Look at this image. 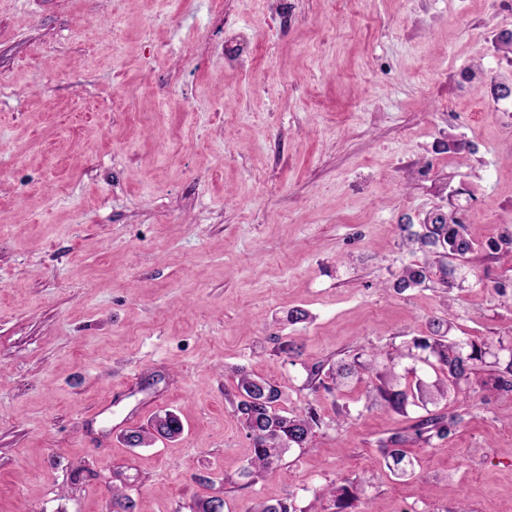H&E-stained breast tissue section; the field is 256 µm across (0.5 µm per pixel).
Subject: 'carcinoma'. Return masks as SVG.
Instances as JSON below:
<instances>
[{
	"instance_id": "cac0c4a2",
	"label": "carcinoma",
	"mask_w": 512,
	"mask_h": 512,
	"mask_svg": "<svg viewBox=\"0 0 512 512\" xmlns=\"http://www.w3.org/2000/svg\"><path fill=\"white\" fill-rule=\"evenodd\" d=\"M400 229L405 233L406 247L411 250L418 248L428 256L422 263H410L402 268L394 283V288L399 291L422 286L435 279L445 287L452 286L461 266L474 251V244L465 233V225L457 217L442 211L429 215L416 230L411 224H402ZM450 329L451 322L439 318L429 324L427 335L413 339V347L426 353L422 361L438 371L434 382L427 384L418 379L412 384H401L395 368L403 354L397 352L388 357V367L376 373L377 384L369 395L371 405L404 414L410 405L419 403L425 407L439 398H447L450 387L469 382L483 364L490 346L484 341L455 340L448 336ZM370 370L371 367L356 358L342 360L336 363L333 383L338 387L344 386ZM486 384L493 391L512 394V354ZM281 396L279 386L264 377L244 373L238 378L232 404L252 441L251 457L241 472L244 478L253 477L256 470L271 468L285 450L304 447L318 425L319 417L312 409L305 414L291 416L279 413L276 403ZM181 425L182 421L176 414L166 412L155 417L148 428L134 430L124 438L129 445L140 447L158 437L173 439L179 436ZM413 431L417 438L428 442L435 436H447L448 424L441 417H428L413 426ZM405 441L403 435H393L389 438L392 448L386 452L392 461L390 469L401 476H407L414 470L413 460L399 448Z\"/></svg>"
}]
</instances>
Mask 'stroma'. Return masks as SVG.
I'll use <instances>...</instances> for the list:
<instances>
[{
  "label": "stroma",
  "mask_w": 512,
  "mask_h": 512,
  "mask_svg": "<svg viewBox=\"0 0 512 512\" xmlns=\"http://www.w3.org/2000/svg\"><path fill=\"white\" fill-rule=\"evenodd\" d=\"M497 85L512 0H0V512H112L116 489L135 512H512V397L481 385L512 357ZM438 210L474 243L467 280L395 291L401 225ZM446 314L503 344L447 400L332 389ZM241 369L320 416L250 481ZM167 411L179 437L125 443ZM429 412L449 434L412 439ZM359 357H354L352 361L341 360L336 364L335 378L333 377V383L336 384V388L345 386L352 380H359L364 373H369L371 367L358 361Z\"/></svg>",
  "instance_id": "1"
}]
</instances>
